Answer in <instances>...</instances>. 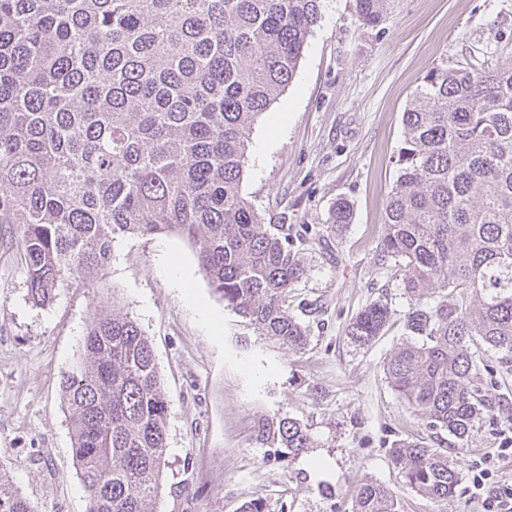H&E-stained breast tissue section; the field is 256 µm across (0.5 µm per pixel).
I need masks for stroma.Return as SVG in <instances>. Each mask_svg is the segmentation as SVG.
Returning a JSON list of instances; mask_svg holds the SVG:
<instances>
[{
  "mask_svg": "<svg viewBox=\"0 0 512 512\" xmlns=\"http://www.w3.org/2000/svg\"><path fill=\"white\" fill-rule=\"evenodd\" d=\"M444 62L512 63V0H390L373 28L359 21L355 0H325L294 79L252 127L241 190L263 223L287 226L305 266L288 291L290 312L308 329L303 351L227 307L177 235L123 237L96 287L34 306L16 227L0 224V471L38 512H86L61 383L108 303L150 336L169 396L159 512H241L257 498L268 512H353L365 482L390 488L400 512H481L464 479L436 501L407 485L390 455L397 441L414 439L443 450L464 476L512 425V362L497 353L484 360L489 407L464 444L428 429L384 371L407 338L412 306L399 262L380 251L402 115ZM341 198L352 220L333 230L328 217ZM170 257L188 270L196 302L166 274ZM376 301L390 308L391 325L356 346L348 326ZM203 310L219 329L201 320ZM284 417L308 428L312 448L293 455L258 438L259 422ZM321 460L331 470L317 478L309 466Z\"/></svg>",
  "mask_w": 512,
  "mask_h": 512,
  "instance_id": "35a3bbf8",
  "label": "stroma"
}]
</instances>
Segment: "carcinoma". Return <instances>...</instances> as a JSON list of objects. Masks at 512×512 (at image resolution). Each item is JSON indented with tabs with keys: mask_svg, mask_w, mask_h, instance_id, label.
<instances>
[{
	"mask_svg": "<svg viewBox=\"0 0 512 512\" xmlns=\"http://www.w3.org/2000/svg\"><path fill=\"white\" fill-rule=\"evenodd\" d=\"M324 0H0V224H13L40 307L91 287L128 235L176 234L211 286L264 336L300 351L307 327L288 309L303 277L284 225L241 194L257 117L292 82ZM387 0H356L378 25ZM398 178L381 252L430 305L405 316L412 339L386 376L432 430L467 441L487 408L480 354L512 359V64L436 66L403 112ZM336 202L333 226L351 221ZM374 302L348 327L357 345L383 334ZM87 512H158L169 400L152 343L128 314L101 306L62 382ZM258 436L312 447L292 418ZM391 459L436 500L459 472L413 440ZM0 512H36L0 471ZM354 512H398L387 487L362 484Z\"/></svg>",
	"mask_w": 512,
	"mask_h": 512,
	"instance_id": "obj_1",
	"label": "carcinoma"
}]
</instances>
